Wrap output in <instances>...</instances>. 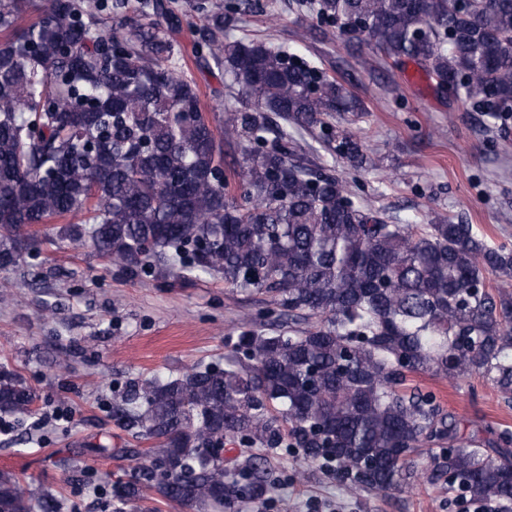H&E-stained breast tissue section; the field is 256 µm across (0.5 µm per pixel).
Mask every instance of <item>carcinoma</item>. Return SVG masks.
<instances>
[{
    "label": "carcinoma",
    "instance_id": "1",
    "mask_svg": "<svg viewBox=\"0 0 512 512\" xmlns=\"http://www.w3.org/2000/svg\"><path fill=\"white\" fill-rule=\"evenodd\" d=\"M22 7L0 0V267L19 261L23 227L81 214L66 236L108 263L220 275L268 296L276 315L271 333L240 331L222 367L127 387L113 416L138 428L156 462L113 484L116 512L148 490L196 512L268 498L258 463L239 473L245 488L228 478L226 439L299 448L366 491L446 470L448 491L512 503V431L487 425L488 438L464 439L434 394L405 390L414 373L478 375L512 398V248L461 221L394 224L301 159L294 133L317 129L361 161L360 137L330 120L363 108L318 67L225 36L218 4L189 8L201 22L194 56L224 67L246 99L224 105L222 136L177 70L183 18L167 0L136 23L125 0H41L25 27ZM307 11L370 41L364 68L412 60L493 122L512 119V0H317ZM226 143L240 148L238 171L224 166ZM35 401L1 365L0 413L28 414ZM431 445L442 461L420 470ZM62 508L0 471V512Z\"/></svg>",
    "mask_w": 512,
    "mask_h": 512
}]
</instances>
